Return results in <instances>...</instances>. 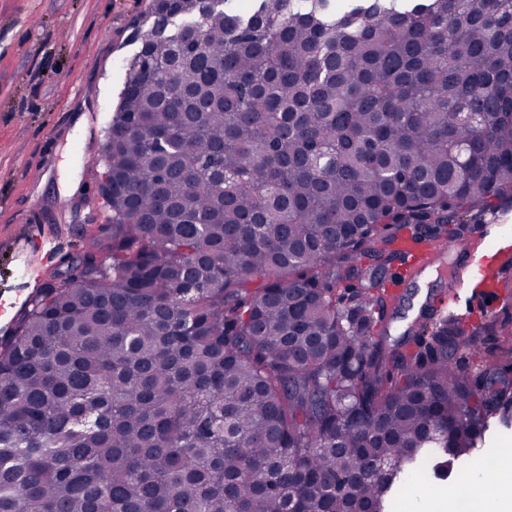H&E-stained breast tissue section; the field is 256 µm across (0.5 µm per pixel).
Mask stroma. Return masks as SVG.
I'll return each instance as SVG.
<instances>
[{
    "label": "stroma",
    "mask_w": 512,
    "mask_h": 512,
    "mask_svg": "<svg viewBox=\"0 0 512 512\" xmlns=\"http://www.w3.org/2000/svg\"><path fill=\"white\" fill-rule=\"evenodd\" d=\"M150 0H0V295L35 293L111 231L99 160ZM39 224L31 238L30 220ZM459 316L512 328V299L478 281ZM432 321L389 302L388 344Z\"/></svg>",
    "instance_id": "35a3bbf8"
}]
</instances>
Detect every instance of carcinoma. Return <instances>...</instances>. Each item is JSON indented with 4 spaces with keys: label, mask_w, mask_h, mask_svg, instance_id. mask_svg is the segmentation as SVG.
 I'll use <instances>...</instances> for the list:
<instances>
[{
    "label": "carcinoma",
    "mask_w": 512,
    "mask_h": 512,
    "mask_svg": "<svg viewBox=\"0 0 512 512\" xmlns=\"http://www.w3.org/2000/svg\"><path fill=\"white\" fill-rule=\"evenodd\" d=\"M147 20L103 156L107 256L0 337V512H386L512 421V330L489 357L460 318L388 348L363 267L512 199V0Z\"/></svg>",
    "instance_id": "cac0c4a2"
}]
</instances>
